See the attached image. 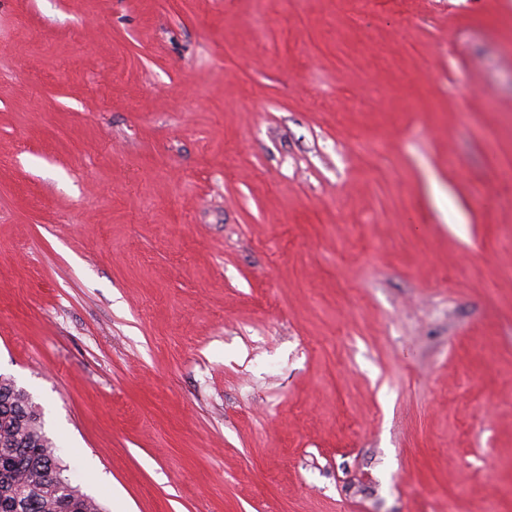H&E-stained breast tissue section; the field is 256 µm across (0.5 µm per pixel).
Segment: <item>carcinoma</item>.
<instances>
[{
    "label": "carcinoma",
    "mask_w": 512,
    "mask_h": 512,
    "mask_svg": "<svg viewBox=\"0 0 512 512\" xmlns=\"http://www.w3.org/2000/svg\"><path fill=\"white\" fill-rule=\"evenodd\" d=\"M31 413L13 378L0 374V512H105L79 486L50 480L66 463Z\"/></svg>",
    "instance_id": "1"
}]
</instances>
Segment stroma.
<instances>
[{
	"label": "stroma",
	"mask_w": 512,
	"mask_h": 512,
	"mask_svg": "<svg viewBox=\"0 0 512 512\" xmlns=\"http://www.w3.org/2000/svg\"><path fill=\"white\" fill-rule=\"evenodd\" d=\"M0 373L106 512H512V0H0Z\"/></svg>",
	"instance_id": "stroma-1"
}]
</instances>
